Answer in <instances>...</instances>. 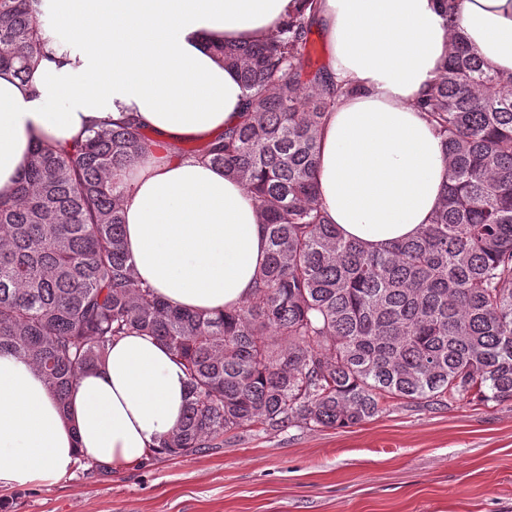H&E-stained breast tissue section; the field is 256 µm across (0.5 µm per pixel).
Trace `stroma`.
Instances as JSON below:
<instances>
[{
    "label": "stroma",
    "instance_id": "1",
    "mask_svg": "<svg viewBox=\"0 0 512 512\" xmlns=\"http://www.w3.org/2000/svg\"><path fill=\"white\" fill-rule=\"evenodd\" d=\"M0 512H512V402L390 400L347 428L249 426L120 471L82 461L0 486Z\"/></svg>",
    "mask_w": 512,
    "mask_h": 512
}]
</instances>
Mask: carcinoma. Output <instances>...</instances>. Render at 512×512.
<instances>
[{"mask_svg": "<svg viewBox=\"0 0 512 512\" xmlns=\"http://www.w3.org/2000/svg\"><path fill=\"white\" fill-rule=\"evenodd\" d=\"M39 0H0V75L44 57ZM301 11L258 42L220 40L244 116L185 150L240 181L268 243L233 311L180 310L136 277L124 243L125 178L151 139L130 122L70 147L33 144L0 193V352L33 365L67 409L78 376L137 330L183 367L189 400L161 451L292 423L349 427L386 400L512 402V74L452 39L418 107L441 137L444 191L429 223L382 251L344 239L316 180L319 131L346 93L307 69Z\"/></svg>", "mask_w": 512, "mask_h": 512, "instance_id": "obj_1", "label": "carcinoma"}]
</instances>
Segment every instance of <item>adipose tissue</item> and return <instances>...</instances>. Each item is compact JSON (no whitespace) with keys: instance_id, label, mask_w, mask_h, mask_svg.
Returning a JSON list of instances; mask_svg holds the SVG:
<instances>
[{"instance_id":"ef3b65f1","label":"adipose tissue","mask_w":512,"mask_h":512,"mask_svg":"<svg viewBox=\"0 0 512 512\" xmlns=\"http://www.w3.org/2000/svg\"><path fill=\"white\" fill-rule=\"evenodd\" d=\"M302 0H41L45 57L27 82L0 76V192L34 142L66 146L128 120L151 133L132 167L124 235L137 277L169 303L210 312L240 306L266 258L244 186L180 154L236 125L244 91L211 49L256 40ZM334 81L354 86L319 132L320 201L345 238L373 249L413 237L439 206L441 141L417 102L453 37L512 72V0H461L458 24L438 0H318L314 14ZM182 366L131 333L83 372L60 409L26 360L0 353V485L69 475L79 461H143L175 432L187 400Z\"/></svg>"}]
</instances>
